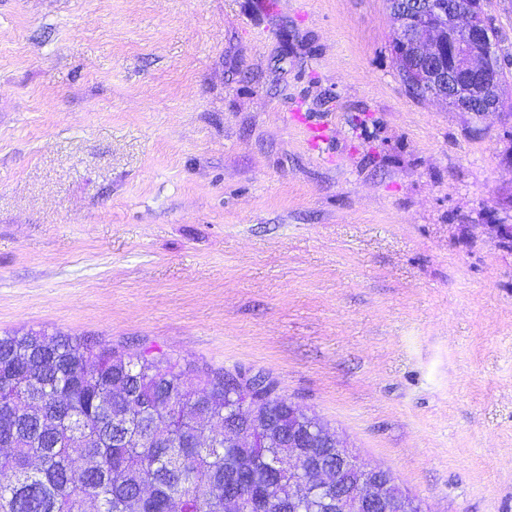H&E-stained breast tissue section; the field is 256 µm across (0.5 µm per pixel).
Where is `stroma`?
Returning <instances> with one entry per match:
<instances>
[{
	"label": "stroma",
	"instance_id": "35a3bbf8",
	"mask_svg": "<svg viewBox=\"0 0 512 512\" xmlns=\"http://www.w3.org/2000/svg\"><path fill=\"white\" fill-rule=\"evenodd\" d=\"M497 112L413 97L387 0H0V334L274 379L423 512H512Z\"/></svg>",
	"mask_w": 512,
	"mask_h": 512
}]
</instances>
